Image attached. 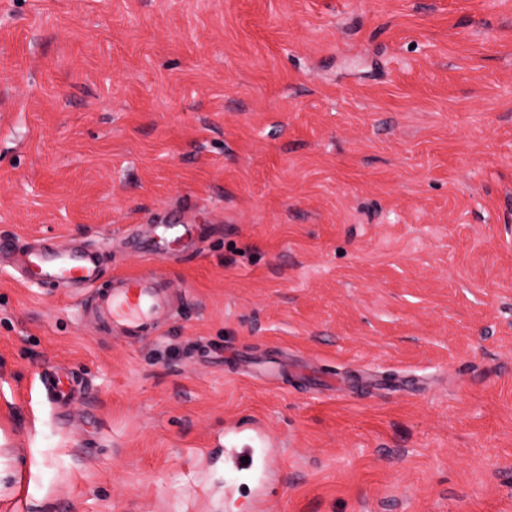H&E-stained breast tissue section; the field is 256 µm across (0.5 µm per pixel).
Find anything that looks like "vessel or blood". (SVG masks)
<instances>
[{
  "instance_id": "b4317fda",
  "label": "vessel or blood",
  "mask_w": 512,
  "mask_h": 512,
  "mask_svg": "<svg viewBox=\"0 0 512 512\" xmlns=\"http://www.w3.org/2000/svg\"><path fill=\"white\" fill-rule=\"evenodd\" d=\"M25 279L38 283L52 277L69 286L89 289L92 306L101 319L111 321L123 335L138 338L155 330L159 315L168 305L167 279L139 277L116 279L113 286L97 288L100 261L97 252H44L29 250L21 255Z\"/></svg>"
}]
</instances>
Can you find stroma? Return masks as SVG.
I'll use <instances>...</instances> for the list:
<instances>
[{
    "label": "stroma",
    "mask_w": 512,
    "mask_h": 512,
    "mask_svg": "<svg viewBox=\"0 0 512 512\" xmlns=\"http://www.w3.org/2000/svg\"><path fill=\"white\" fill-rule=\"evenodd\" d=\"M35 241L181 312L0 264V512H512V0H0ZM21 270L25 279L39 283L48 277L65 285L89 288L91 306L103 320L112 321L124 336L139 338L155 330L159 314L168 305L165 278H119L114 285L95 288L100 274L97 252L81 251L44 252L29 250L21 253Z\"/></svg>",
    "instance_id": "obj_1"
}]
</instances>
